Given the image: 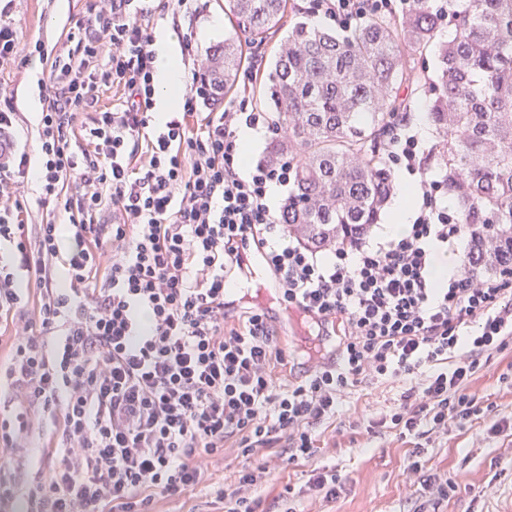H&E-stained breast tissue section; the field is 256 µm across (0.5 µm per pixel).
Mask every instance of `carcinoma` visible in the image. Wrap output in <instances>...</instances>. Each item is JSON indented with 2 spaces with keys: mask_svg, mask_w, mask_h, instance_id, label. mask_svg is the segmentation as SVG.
Masks as SVG:
<instances>
[{
  "mask_svg": "<svg viewBox=\"0 0 512 512\" xmlns=\"http://www.w3.org/2000/svg\"><path fill=\"white\" fill-rule=\"evenodd\" d=\"M289 0H224L232 37L205 70L208 98L235 89L246 50L275 42L261 101L275 138L262 163L295 160L281 208L288 234L329 250L379 222L391 182L383 160L407 62L435 46L440 73L426 112L434 160L455 214L468 225L474 275L512 270V0H454L444 21L428 3L351 35L288 22ZM448 27V39L441 38Z\"/></svg>",
  "mask_w": 512,
  "mask_h": 512,
  "instance_id": "carcinoma-1",
  "label": "carcinoma"
}]
</instances>
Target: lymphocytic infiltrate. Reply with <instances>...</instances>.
Returning a JSON list of instances; mask_svg holds the SVG:
<instances>
[{
  "mask_svg": "<svg viewBox=\"0 0 512 512\" xmlns=\"http://www.w3.org/2000/svg\"><path fill=\"white\" fill-rule=\"evenodd\" d=\"M415 0H307L340 29L395 17ZM142 0H107L76 23V52L51 63L35 153L0 154V447H24L45 428L49 475L20 490L33 512H153L157 497L201 484L236 448L239 467L216 497L224 512H256L251 496L276 449L284 469L319 452L315 424L338 415L360 384L406 379L384 417L400 435L462 428L493 403L471 390L480 361L512 346V275L479 278L463 253L444 282L435 245L467 232L427 180L429 150L398 118L388 164L419 176L416 217L385 242L342 241L330 261L288 234L270 210V184L291 165L242 174L234 131L266 122L249 97L189 131L186 115L156 120L153 39ZM106 54L105 68L89 69ZM124 99L97 110L102 84ZM88 120L75 126L76 110ZM35 180L62 224H30L17 193ZM117 218L101 220L105 209ZM259 253L279 309L232 307L233 279ZM335 337L280 383L279 311Z\"/></svg>",
  "mask_w": 512,
  "mask_h": 512,
  "instance_id": "1",
  "label": "lymphocytic infiltrate"
}]
</instances>
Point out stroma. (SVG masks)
Segmentation results:
<instances>
[{
    "instance_id": "1",
    "label": "stroma",
    "mask_w": 512,
    "mask_h": 512,
    "mask_svg": "<svg viewBox=\"0 0 512 512\" xmlns=\"http://www.w3.org/2000/svg\"><path fill=\"white\" fill-rule=\"evenodd\" d=\"M96 0H0V21L9 23L25 43H42L46 54L21 53L0 66V110L16 115L13 129L19 147L34 151L40 114L48 103L37 81L48 71L53 57L75 46L71 35L75 22ZM217 30H210L212 21ZM153 36H166L173 50L179 51L187 71L199 69L210 51L223 45L230 27L224 20V0H196L194 10H176L171 0H151L150 11L142 18ZM192 36L193 48L181 50L180 36ZM414 68L423 75L421 85H405L399 90L409 107L413 133L425 145L434 136L422 115L437 79L436 51L416 60ZM37 111L30 112L26 103ZM230 298L239 305L261 304L276 307L277 301L261 261H253L240 287ZM512 370V349L482 364L472 384L478 396L496 405L494 416L475 420L464 429L427 443L425 457L430 468L447 476L454 487L443 512H512V430L492 432L494 420L512 423V385L502 382L503 372ZM405 387L401 381H381L357 387L348 395L343 412L350 425L330 420L314 426L320 452L313 462L285 471L273 470L254 493L258 512H414L416 495L404 481V469L413 449L408 439L396 431L369 430L368 423L380 419L396 404ZM28 450L0 459V512H24V505L13 499L26 475ZM236 449H226L222 461L209 469L206 483L185 494L158 499L156 512H224L216 502L214 486L231 481L236 469ZM326 467L346 476L344 492L333 501L323 500L310 490L308 479L313 467Z\"/></svg>"
}]
</instances>
